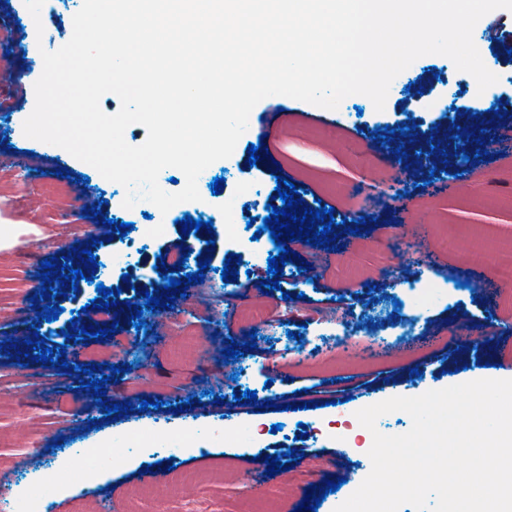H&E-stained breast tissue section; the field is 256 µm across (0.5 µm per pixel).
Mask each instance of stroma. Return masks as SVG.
<instances>
[{"label":"stroma","instance_id":"obj_1","mask_svg":"<svg viewBox=\"0 0 512 512\" xmlns=\"http://www.w3.org/2000/svg\"><path fill=\"white\" fill-rule=\"evenodd\" d=\"M82 0H45L39 18H32L24 0H0V74L13 75L10 83L0 82V219L17 225L13 245L0 250V491L9 494L24 489L18 512H29L27 494L30 481L13 484L16 462L22 453L21 441L29 445L61 448H89L98 460L97 472L107 481L87 488V475L69 470L75 489L69 496L53 495L54 512H188L194 505L214 503L222 512H252L249 490L256 466L266 456L282 457L285 469L266 479L270 498L266 512H294L308 490L322 494L316 512H334L362 483L371 470V447L367 429L359 426L356 411L395 396L416 397L430 390L480 379H512V307L499 299L491 286L496 267L512 259V250L502 244L503 233L512 228V209H499V193H512V167L499 160L481 157L480 168L488 184L477 195L454 191L433 195L427 189L429 174L418 170L405 187L400 213L389 206L378 211L364 208L363 183L384 172L396 159L401 135L391 142L373 138L372 129L391 124L397 115L417 116L426 131L447 124L448 118L436 109V102L449 88L461 92L460 105H469L474 95L473 77L453 71L449 60L426 55L414 61L409 73L392 82L385 108L376 111L362 95L347 97L339 109L327 110L312 104L282 98V111L260 114L252 110L249 134L241 136L234 149L235 169L225 174L223 161L211 164L199 185V200L180 203L161 213L152 203L141 200L125 208V188L108 181L91 165L61 147L27 138L23 124L35 106L34 84L29 76L42 65V51H54L67 43L73 32V17ZM480 55L499 80L489 95L512 96V41L496 35L478 22L473 32ZM362 109L363 124L344 122V113ZM337 129L330 138L318 130L324 120ZM262 130L259 161L248 163V147L253 130ZM292 182L303 193L304 205L318 202L333 206L336 221L348 230L339 234L335 250L327 246L304 245L298 253L308 262L307 271L289 262L280 277L281 287L265 293L267 261H259L250 273H239L237 281L221 283L219 270L229 255L243 254L256 228H247L241 238L224 235V200L238 195L248 202L247 187H256L274 196L278 177ZM222 178L220 194H212L213 178ZM104 203L102 212L111 218L109 226H94L84 210L87 195ZM426 223H418L420 212ZM212 221V229L183 234L184 215ZM131 224L127 235H119L114 225ZM165 232L134 256V272L96 273L94 282L118 289V301L136 299L145 303L146 293L163 286L157 267L160 258L174 247L192 251L193 260L209 259L203 283L192 296L176 297L172 309L155 308L143 313L150 333L161 336L150 356H141L134 346L136 330L123 328L112 337L81 343L80 366L74 369L45 368L28 358V339L35 332L53 327L46 334V346L60 348L63 329L74 311L84 310L85 321L97 318L91 305V283L79 282L77 290L57 296L62 311L53 323L37 316L41 297L38 276L41 263L49 257L64 258L72 247L91 249L97 262H121L127 239L135 238L155 224ZM359 234H351V227ZM95 240H88V232ZM456 237L459 248L442 252V235ZM483 250L481 263H471L469 247ZM388 248L386 269L371 266L369 258L380 248ZM431 255L430 263L418 264V254ZM301 260V261H302ZM361 271V288L349 287L340 274L345 264ZM465 268L468 287L462 298L446 295L433 287L438 268ZM421 281L414 298L394 305L400 278ZM290 300H283V293ZM265 295L270 308L268 325L251 327L245 319L247 308L257 295ZM334 313L354 327L348 343H341L335 324L316 322L313 310ZM419 316L430 343L408 347L398 333L402 323ZM475 327H493L482 366L473 364L471 336L462 335L460 322ZM303 324L301 339L287 335V323ZM256 332L257 346L244 358L211 361L209 344L245 342L248 332ZM388 343L386 358L369 359L365 347L371 341ZM24 360H17V352ZM255 364L252 387L257 405H238L233 397L242 361ZM128 364L130 372L118 373L116 392L106 394L105 404L132 403L129 415L109 420L103 406H88L87 391L80 383L82 366L91 364L95 378L107 377L109 365ZM151 400L147 412H138L142 400ZM193 401L189 414L176 413V406ZM174 409V422L190 417L198 433L208 434L210 448L197 442L177 441L174 450L153 455V425L161 413L156 403ZM97 421L89 426L84 410ZM231 416L238 430L236 440L225 441L217 415ZM282 423L293 433L291 440L270 434L261 448H251L249 437L257 423ZM317 426L320 435L311 437L304 426ZM135 442L120 455L114 443L125 432ZM300 453V460L288 458V451ZM156 466L163 476L153 493H139L140 475ZM340 488L327 493L328 482Z\"/></svg>","mask_w":512,"mask_h":512}]
</instances>
